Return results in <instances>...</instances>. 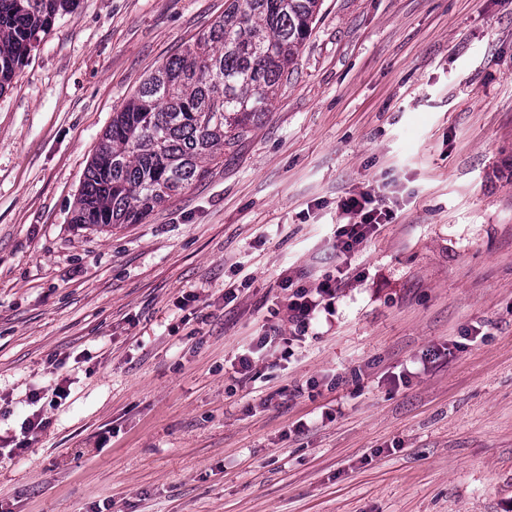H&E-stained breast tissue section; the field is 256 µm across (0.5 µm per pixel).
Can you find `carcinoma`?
I'll return each mask as SVG.
<instances>
[{"label":"carcinoma","mask_w":512,"mask_h":512,"mask_svg":"<svg viewBox=\"0 0 512 512\" xmlns=\"http://www.w3.org/2000/svg\"><path fill=\"white\" fill-rule=\"evenodd\" d=\"M323 0H224V14L112 114L72 223L142 224L269 111ZM76 0H0V94Z\"/></svg>","instance_id":"obj_1"}]
</instances>
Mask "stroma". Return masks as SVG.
Here are the masks:
<instances>
[{
    "label": "stroma",
    "mask_w": 512,
    "mask_h": 512,
    "mask_svg": "<svg viewBox=\"0 0 512 512\" xmlns=\"http://www.w3.org/2000/svg\"><path fill=\"white\" fill-rule=\"evenodd\" d=\"M223 13L78 0L0 96V445L48 422L0 512H512V0H323L202 179L72 224L113 112ZM361 191L393 217L348 259ZM348 264L335 317L242 379L281 271Z\"/></svg>",
    "instance_id": "1"
}]
</instances>
